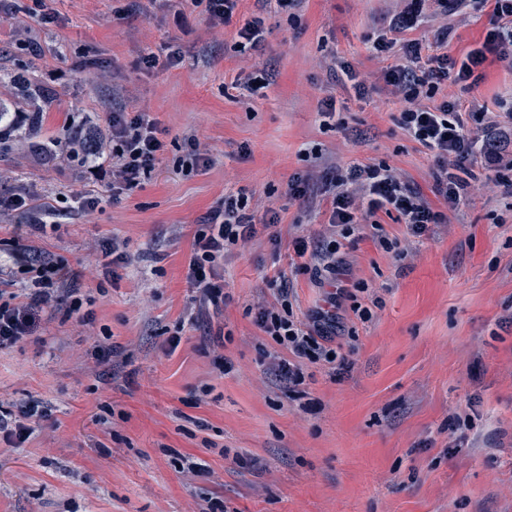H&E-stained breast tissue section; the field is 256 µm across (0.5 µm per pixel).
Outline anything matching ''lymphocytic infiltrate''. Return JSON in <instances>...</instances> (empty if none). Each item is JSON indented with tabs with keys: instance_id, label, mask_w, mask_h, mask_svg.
Returning <instances> with one entry per match:
<instances>
[{
	"instance_id": "obj_1",
	"label": "lymphocytic infiltrate",
	"mask_w": 512,
	"mask_h": 512,
	"mask_svg": "<svg viewBox=\"0 0 512 512\" xmlns=\"http://www.w3.org/2000/svg\"><path fill=\"white\" fill-rule=\"evenodd\" d=\"M473 6L487 17L479 47L451 55L444 30L427 45L414 39V31L426 18L464 17ZM397 48L403 63L387 66L380 77L393 96L408 104L400 115V127L432 158L431 188L422 192L385 163L354 164L327 176L333 236L314 245L298 236L292 247L300 260L299 271L323 275L331 284L340 275L336 255L341 240L369 238L384 251H399L400 242L385 233L382 216L403 224L411 237L427 236L467 200L481 170L512 194V104L501 94L489 104L469 97L485 80L488 68L504 62L512 65V0H404L402 10L391 16L367 53L384 59ZM448 84L457 87V94H443ZM107 140L112 145V182L127 191L150 175L166 148L156 122L144 112L113 113ZM277 222L274 214L257 219L241 193H226L223 202L207 213L194 234L187 271L191 287L203 301L217 305L226 300L218 273L224 256ZM21 271L26 277L24 294L0 302V350L32 335L38 309L49 305L71 280L63 263L37 257H22ZM255 323L274 345L291 354V361L276 368L280 381L289 386L304 384L306 364L328 365L336 371L348 364L334 344L339 326L335 308L298 314L283 287L276 305L258 309Z\"/></svg>"
}]
</instances>
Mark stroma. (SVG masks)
Listing matches in <instances>:
<instances>
[{
  "mask_svg": "<svg viewBox=\"0 0 512 512\" xmlns=\"http://www.w3.org/2000/svg\"><path fill=\"white\" fill-rule=\"evenodd\" d=\"M120 6L0 0V101L14 103L17 79L31 78L39 110L30 132L0 121L9 147L0 194L22 186L30 195L28 211L0 218V263L12 269L0 289L24 286L20 248L71 267L94 313L88 323L68 316L59 294L34 335L0 350V407L44 412L22 447L0 441V512H512V196L503 187L473 182L460 211L420 243L385 220L406 258L368 239L344 242L345 285L367 282L382 303L364 322L343 300L356 350L335 376L308 365L304 396L277 379L254 323L257 306L275 301L277 276L298 313L324 303L326 284L296 270L290 245L329 233L321 197L287 193L310 168L302 149L340 169L385 161L430 189L432 160L398 123L404 102L381 84L359 99L329 77L339 59L370 80L381 63L364 43L396 0H303L291 17L243 0L218 28L167 0ZM257 15L263 49L239 51L237 31ZM173 48L177 66L140 63L144 51L163 58ZM263 67L276 73L264 96L226 93ZM330 96L336 128L318 112ZM116 107L157 118L167 147L133 190L97 185L90 209L85 167L110 168L111 156L84 161L56 138L106 132ZM191 135L213 162L174 174ZM239 190L257 216L271 209L280 222L222 262L228 299L216 308L190 287L187 258L202 217ZM18 222L45 230L20 237ZM112 239L126 256L114 283L98 268ZM100 345L114 347L111 363L96 360ZM220 356L233 371L215 369ZM459 415L468 425L452 430ZM182 455L205 470L182 469Z\"/></svg>",
  "mask_w": 512,
  "mask_h": 512,
  "instance_id": "obj_1",
  "label": "stroma"
}]
</instances>
